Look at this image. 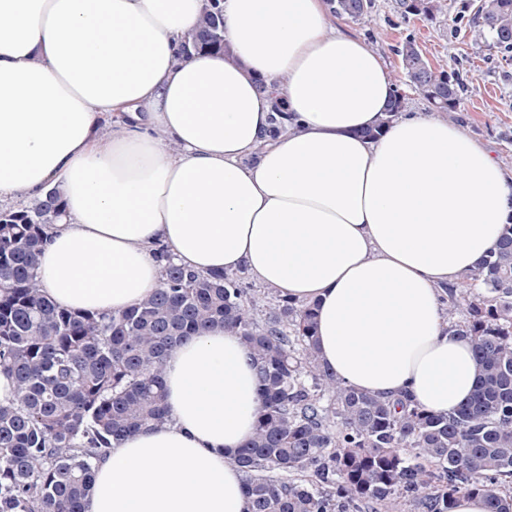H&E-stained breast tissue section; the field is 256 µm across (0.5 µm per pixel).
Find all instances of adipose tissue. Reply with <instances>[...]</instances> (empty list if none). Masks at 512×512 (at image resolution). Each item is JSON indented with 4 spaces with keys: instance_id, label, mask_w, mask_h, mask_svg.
Returning <instances> with one entry per match:
<instances>
[{
    "instance_id": "1",
    "label": "adipose tissue",
    "mask_w": 512,
    "mask_h": 512,
    "mask_svg": "<svg viewBox=\"0 0 512 512\" xmlns=\"http://www.w3.org/2000/svg\"><path fill=\"white\" fill-rule=\"evenodd\" d=\"M202 3L0 0V199L55 188L66 209L43 292L129 308L158 287L161 246L191 271L242 268L315 304L319 357L344 384L447 415L478 371L441 289L512 221V177L436 117L364 137L396 86L331 28L328 0H220L227 50L188 53ZM271 82L288 131L270 141ZM164 386L169 422L107 449L83 512H249L234 457L261 407L250 348L220 324L185 337Z\"/></svg>"
}]
</instances>
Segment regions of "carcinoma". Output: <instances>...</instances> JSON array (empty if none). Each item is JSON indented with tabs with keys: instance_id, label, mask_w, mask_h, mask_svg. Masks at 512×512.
<instances>
[{
	"instance_id": "obj_1",
	"label": "carcinoma",
	"mask_w": 512,
	"mask_h": 512,
	"mask_svg": "<svg viewBox=\"0 0 512 512\" xmlns=\"http://www.w3.org/2000/svg\"><path fill=\"white\" fill-rule=\"evenodd\" d=\"M338 17L366 20L372 0H330ZM404 20H433L445 0H397ZM473 44L512 49V0H478ZM194 50L228 49L217 0H205ZM407 84L437 112H453L463 91L455 74L431 65L416 40L397 50ZM396 92L378 137L403 111ZM287 131L275 104L269 139ZM64 205L52 190L21 209L0 210V370L16 382L0 406V512H82L94 464L119 440L168 421L164 359L175 342L222 324L252 351L262 400L252 438L235 462L249 512H451L460 493L488 512H512V222L487 257L447 288L456 336L473 344L478 381L448 416L408 395L353 389L318 356L314 305L282 296L263 324L243 270L200 274L168 261L159 288L120 312H73L41 290L36 268Z\"/></svg>"
}]
</instances>
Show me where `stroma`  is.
Wrapping results in <instances>:
<instances>
[{
	"instance_id": "obj_1",
	"label": "stroma",
	"mask_w": 512,
	"mask_h": 512,
	"mask_svg": "<svg viewBox=\"0 0 512 512\" xmlns=\"http://www.w3.org/2000/svg\"><path fill=\"white\" fill-rule=\"evenodd\" d=\"M448 10L428 21L422 17L403 21L395 0H373L366 21L332 18L343 32L364 39L382 58L398 90L405 97L407 113L428 112L423 97L407 86L396 53L406 36H413L428 61L458 73L466 85L453 121L480 144L488 146L506 174H512V51L487 45L474 48L464 24L457 17L463 0H447Z\"/></svg>"
}]
</instances>
